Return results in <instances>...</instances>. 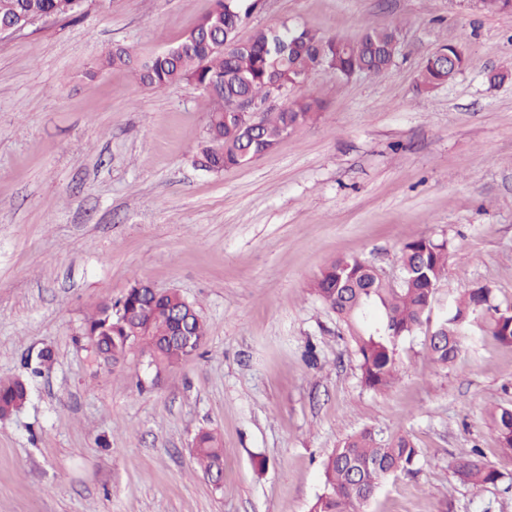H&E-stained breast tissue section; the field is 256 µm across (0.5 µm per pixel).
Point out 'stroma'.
Returning a JSON list of instances; mask_svg holds the SVG:
<instances>
[{
	"label": "stroma",
	"instance_id": "1",
	"mask_svg": "<svg viewBox=\"0 0 512 512\" xmlns=\"http://www.w3.org/2000/svg\"><path fill=\"white\" fill-rule=\"evenodd\" d=\"M210 0H86L77 19L0 36V377L29 378L0 421V512H309L323 462L365 428L408 434L417 471L383 483L364 512H512V454L486 410L512 404V347L474 335L456 365L427 351L430 325L400 346L391 387L360 379L346 326L311 291L339 257L400 276L404 243L448 244L435 308L485 285L512 305V13L477 0H263L239 29L280 22L354 39L399 26L392 66L351 79L324 69L273 94L325 102L317 119L250 166L193 164L209 103L187 84L142 86L94 72L112 48L144 59L179 42ZM472 64L430 93L418 73L442 44ZM199 303L198 354L155 370L131 351L99 360L88 314L133 279ZM224 446L213 484L192 448ZM480 449L500 483H459ZM265 468H258V459Z\"/></svg>",
	"mask_w": 512,
	"mask_h": 512
}]
</instances>
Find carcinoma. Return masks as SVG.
Listing matches in <instances>:
<instances>
[{"mask_svg":"<svg viewBox=\"0 0 512 512\" xmlns=\"http://www.w3.org/2000/svg\"><path fill=\"white\" fill-rule=\"evenodd\" d=\"M86 0H0V24L19 27L37 16L74 17ZM261 0H211L194 28L177 45L140 63L137 75L148 88L190 84L210 102L206 135L194 163L220 173L250 165L281 140L313 122L322 101L302 96L278 110L238 112L234 102L248 97L265 102L272 86L303 82L315 69H329L342 78L358 73L379 75L393 63L400 43L398 27L369 24L355 40L326 37L283 21L237 38L241 26L257 11ZM134 58L118 46L100 67L130 66ZM469 64L455 44H442L419 71L417 88L430 92L453 80ZM448 265V246L429 237L407 242L401 251V278L392 283L366 262L340 257L315 277L312 292L346 325L359 359L361 382L383 390L395 380L399 347L430 320L435 292ZM512 346V306L496 303L492 290L476 286L456 298L435 323L427 346L441 368L460 357L473 329ZM206 335L196 306L177 291L161 292L140 279L117 300L102 304L89 317L83 336L105 362H118L137 340L156 370L195 357ZM29 394L27 380H0V412L21 409ZM489 424L501 448L512 453V407L488 410ZM194 455L204 474L218 482L224 473V448L216 435L201 430ZM418 450L408 435L385 437L365 428L345 438L323 463L324 488L312 512H362L384 480L414 471ZM461 483L474 488L496 484L502 474L481 459L479 451L461 456L453 466Z\"/></svg>","mask_w":512,"mask_h":512,"instance_id":"cac0c4a2","label":"carcinoma"}]
</instances>
